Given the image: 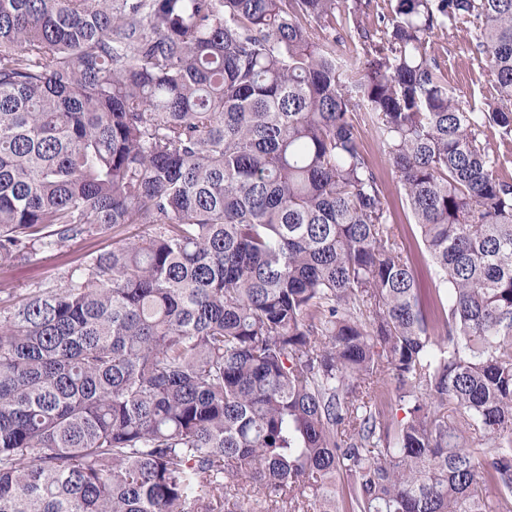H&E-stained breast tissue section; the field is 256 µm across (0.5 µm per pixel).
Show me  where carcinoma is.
I'll return each mask as SVG.
<instances>
[{"instance_id":"carcinoma-1","label":"carcinoma","mask_w":512,"mask_h":512,"mask_svg":"<svg viewBox=\"0 0 512 512\" xmlns=\"http://www.w3.org/2000/svg\"><path fill=\"white\" fill-rule=\"evenodd\" d=\"M463 29L487 112L448 90ZM488 124L512 140V0H0V272L142 228L3 283L0 512H263L246 479L275 512H512ZM361 143L363 148L372 157L381 179L385 182L388 197L396 215L398 241L402 246H407L408 248L409 244L413 242L414 234L418 236L416 226L412 224V221L407 219L408 211L404 201L401 200L396 192V181L391 166L384 153L381 151L375 134L368 126H362ZM139 231L137 228L111 230L105 236L78 241L61 253H39L28 261L16 264L7 273V279L17 292L59 284L74 264L73 261L111 250L117 244L132 240V236ZM414 260L415 275L419 281L420 288L427 290L428 288H435L437 284V276L434 266L426 254L421 255L412 252ZM415 256V257H414Z\"/></svg>"}]
</instances>
